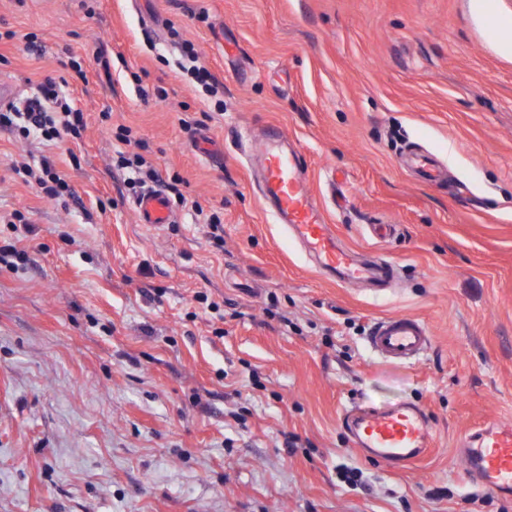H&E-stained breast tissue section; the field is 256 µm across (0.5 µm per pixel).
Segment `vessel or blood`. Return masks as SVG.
Returning a JSON list of instances; mask_svg holds the SVG:
<instances>
[{
    "label": "vessel or blood",
    "instance_id": "obj_1",
    "mask_svg": "<svg viewBox=\"0 0 512 512\" xmlns=\"http://www.w3.org/2000/svg\"><path fill=\"white\" fill-rule=\"evenodd\" d=\"M245 136L259 142L263 191L273 204L276 221L286 226L319 271L350 287L369 284L385 288L397 282L394 263L356 257L340 244L307 188L300 157L282 148L284 136L279 129L268 127L258 136L249 130ZM134 208L140 223L155 229L174 221L165 196L154 188L142 190ZM430 344L426 325L407 315L378 320L367 338L368 348L376 357L402 365L417 362ZM343 421L354 448L394 470L420 460L433 444L429 419L415 405L402 404L387 410L355 407L344 413ZM460 455L468 479L487 492L512 496L511 425L478 428L464 437Z\"/></svg>",
    "mask_w": 512,
    "mask_h": 512
}]
</instances>
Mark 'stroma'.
<instances>
[{"instance_id":"35a3bbf8","label":"stroma","mask_w":512,"mask_h":512,"mask_svg":"<svg viewBox=\"0 0 512 512\" xmlns=\"http://www.w3.org/2000/svg\"><path fill=\"white\" fill-rule=\"evenodd\" d=\"M486 4L478 19L470 0H0V79L24 99L55 79L86 121L55 144L0 131V512H512L457 451L512 423V58L491 34L512 0ZM187 49L217 94L181 68ZM262 125L287 132L341 242L397 265L387 295L322 275L275 223L240 140ZM123 126L128 153L185 181L162 229L114 165ZM415 150L446 182L408 167ZM45 156L73 197L14 174ZM194 202L220 210L223 248ZM392 315L429 330L415 364L367 349ZM401 401L427 413L434 451L393 470L352 448L342 415Z\"/></svg>"}]
</instances>
